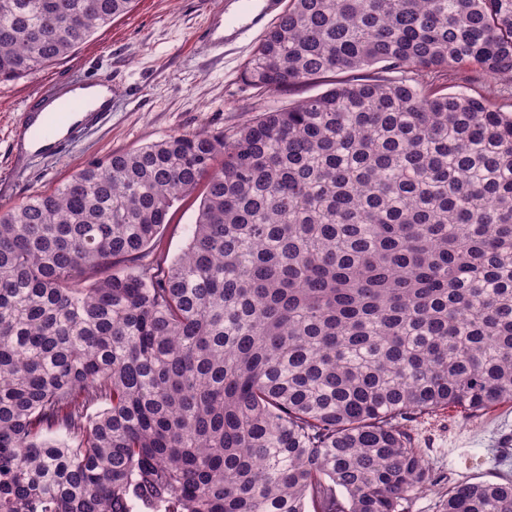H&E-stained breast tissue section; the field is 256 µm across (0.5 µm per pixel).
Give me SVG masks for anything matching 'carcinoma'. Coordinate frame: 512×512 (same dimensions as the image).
Masks as SVG:
<instances>
[{"label": "carcinoma", "mask_w": 512, "mask_h": 512, "mask_svg": "<svg viewBox=\"0 0 512 512\" xmlns=\"http://www.w3.org/2000/svg\"><path fill=\"white\" fill-rule=\"evenodd\" d=\"M132 2L0 0V82ZM468 68L512 84V0H289L243 80L330 88L0 207V512H408L407 422L512 403V114ZM448 83V92L464 91L469 95L483 98L492 108L506 114L512 113V87L490 79H478L468 85ZM199 193L181 197L176 200L170 209L166 224L160 234V248L168 255V259L177 257L188 243L192 225L195 222Z\"/></svg>", "instance_id": "obj_1"}]
</instances>
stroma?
<instances>
[{"instance_id":"35a3bbf8","label":"stroma","mask_w":512,"mask_h":512,"mask_svg":"<svg viewBox=\"0 0 512 512\" xmlns=\"http://www.w3.org/2000/svg\"><path fill=\"white\" fill-rule=\"evenodd\" d=\"M263 0H134L131 10L97 31L65 59L35 74L0 83V205L12 206L48 191L77 169L115 152L139 148L175 132L202 127L228 130L261 112L321 93L310 84L261 95L241 74L267 30L253 25ZM223 17L224 45L204 52L193 35L208 17ZM111 73L112 110L89 126L62 156H28L17 147L23 111L38 91L55 93L67 83ZM197 195L176 200L160 234L168 257L188 243ZM415 444L437 478L416 495L409 512H437L448 487L461 481L512 480V403L470 415L447 407L413 420Z\"/></svg>"}]
</instances>
